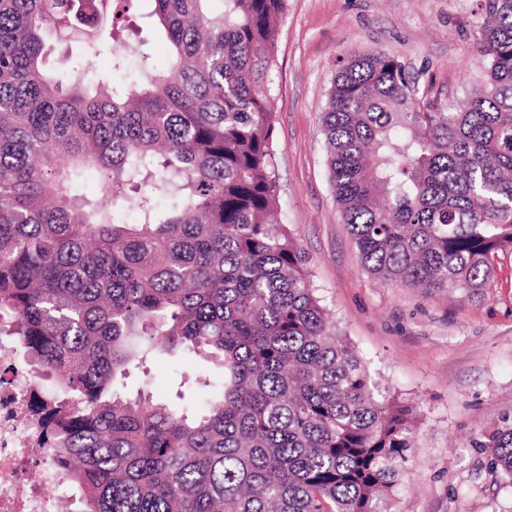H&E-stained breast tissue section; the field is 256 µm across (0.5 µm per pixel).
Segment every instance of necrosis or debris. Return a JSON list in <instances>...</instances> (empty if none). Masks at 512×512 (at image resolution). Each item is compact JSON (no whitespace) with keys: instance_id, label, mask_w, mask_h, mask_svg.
<instances>
[{"instance_id":"1","label":"necrosis or debris","mask_w":512,"mask_h":512,"mask_svg":"<svg viewBox=\"0 0 512 512\" xmlns=\"http://www.w3.org/2000/svg\"><path fill=\"white\" fill-rule=\"evenodd\" d=\"M0 512H62L48 484L67 485V464L53 455L41 416L32 408L40 383L22 365L19 346L0 336Z\"/></svg>"}]
</instances>
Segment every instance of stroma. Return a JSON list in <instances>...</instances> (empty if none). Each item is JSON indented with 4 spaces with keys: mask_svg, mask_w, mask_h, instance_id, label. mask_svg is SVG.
<instances>
[{
    "mask_svg": "<svg viewBox=\"0 0 512 512\" xmlns=\"http://www.w3.org/2000/svg\"><path fill=\"white\" fill-rule=\"evenodd\" d=\"M479 0H288L276 68L281 220L309 258L336 332L400 401L417 406L415 448L393 512H512V478L474 438L512 418V253L468 300L378 282L343 224L321 111L338 68L397 56L431 98L463 102L481 81Z\"/></svg>",
    "mask_w": 512,
    "mask_h": 512,
    "instance_id": "35a3bbf8",
    "label": "stroma"
}]
</instances>
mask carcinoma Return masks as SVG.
Listing matches in <instances>:
<instances>
[{
  "mask_svg": "<svg viewBox=\"0 0 512 512\" xmlns=\"http://www.w3.org/2000/svg\"><path fill=\"white\" fill-rule=\"evenodd\" d=\"M220 6H215V2ZM0 0V335L40 374L76 512H390L416 408L333 326L279 211L274 72L287 0ZM485 85L419 95L394 55L348 59L322 112L329 179L376 279L479 298L512 251V0H480ZM139 61L121 87L56 72ZM101 192H80L90 179ZM135 215L134 222L128 221ZM191 357L177 401L131 369ZM512 478V420L473 441ZM148 4L146 2H137L135 3L130 11L125 14L126 21L124 24H127V21H133L141 29V33L139 37L131 36L130 40H138L139 38L148 39L151 43V47L154 51V56L156 62L159 64H165L168 58V46L163 41H158V37L155 36L154 32L149 29L144 20L141 18V14L147 12Z\"/></svg>",
  "mask_w": 512,
  "mask_h": 512,
  "instance_id": "cac0c4a2",
  "label": "carcinoma"
}]
</instances>
